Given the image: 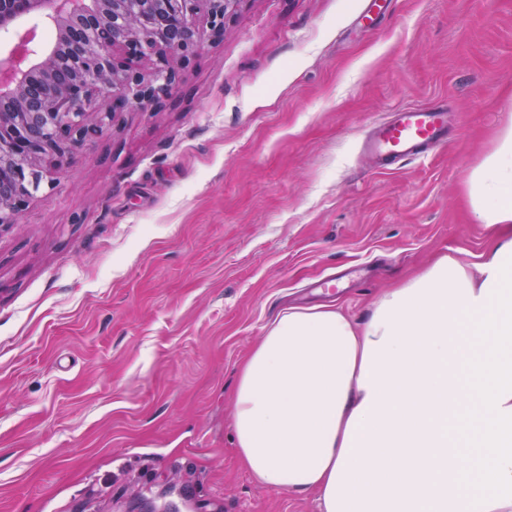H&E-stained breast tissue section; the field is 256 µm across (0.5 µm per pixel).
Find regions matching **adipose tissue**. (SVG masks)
Instances as JSON below:
<instances>
[{
  "mask_svg": "<svg viewBox=\"0 0 512 512\" xmlns=\"http://www.w3.org/2000/svg\"><path fill=\"white\" fill-rule=\"evenodd\" d=\"M468 194L478 223H512V121ZM233 400L243 466L319 512H512V236L472 265L440 256L360 324L282 311Z\"/></svg>",
  "mask_w": 512,
  "mask_h": 512,
  "instance_id": "adipose-tissue-1",
  "label": "adipose tissue"
}]
</instances>
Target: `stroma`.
I'll return each instance as SVG.
<instances>
[{
    "label": "stroma",
    "mask_w": 512,
    "mask_h": 512,
    "mask_svg": "<svg viewBox=\"0 0 512 512\" xmlns=\"http://www.w3.org/2000/svg\"><path fill=\"white\" fill-rule=\"evenodd\" d=\"M240 0L160 108L131 110L0 224V512H318L258 482L231 428L281 310L375 297L493 229L466 182L512 120V0ZM449 140L359 152L395 109ZM448 141V107L442 102L402 107L377 122L365 140L369 157L379 169H388Z\"/></svg>",
    "instance_id": "1"
}]
</instances>
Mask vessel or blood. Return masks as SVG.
<instances>
[{"label":"vessel or blood","instance_id":"vessel-or-blood-1","mask_svg":"<svg viewBox=\"0 0 512 512\" xmlns=\"http://www.w3.org/2000/svg\"><path fill=\"white\" fill-rule=\"evenodd\" d=\"M447 141L448 108L436 102L395 110L373 126L365 148L376 166L386 169L419 158Z\"/></svg>","mask_w":512,"mask_h":512}]
</instances>
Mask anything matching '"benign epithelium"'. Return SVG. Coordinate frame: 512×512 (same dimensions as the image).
<instances>
[{"instance_id": "1", "label": "benign epithelium", "mask_w": 512, "mask_h": 512, "mask_svg": "<svg viewBox=\"0 0 512 512\" xmlns=\"http://www.w3.org/2000/svg\"><path fill=\"white\" fill-rule=\"evenodd\" d=\"M241 0H0V30L22 16L55 25L48 49L23 35L0 58V224L18 223L53 167L128 109L159 105L197 51V20L220 37Z\"/></svg>"}]
</instances>
